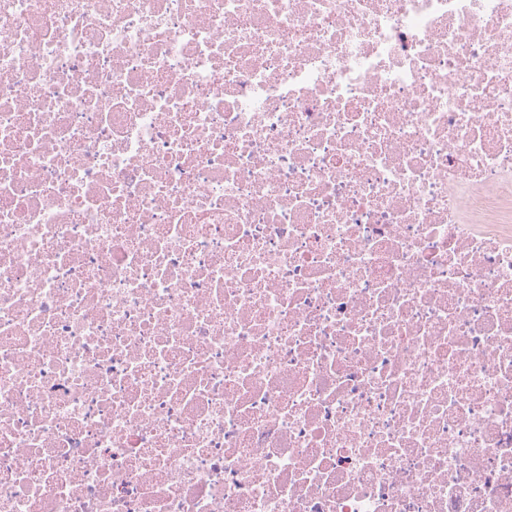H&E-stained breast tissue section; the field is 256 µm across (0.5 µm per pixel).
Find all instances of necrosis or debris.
<instances>
[{"label": "necrosis or debris", "mask_w": 512, "mask_h": 512, "mask_svg": "<svg viewBox=\"0 0 512 512\" xmlns=\"http://www.w3.org/2000/svg\"><path fill=\"white\" fill-rule=\"evenodd\" d=\"M0 512H512V0H0Z\"/></svg>", "instance_id": "1"}]
</instances>
